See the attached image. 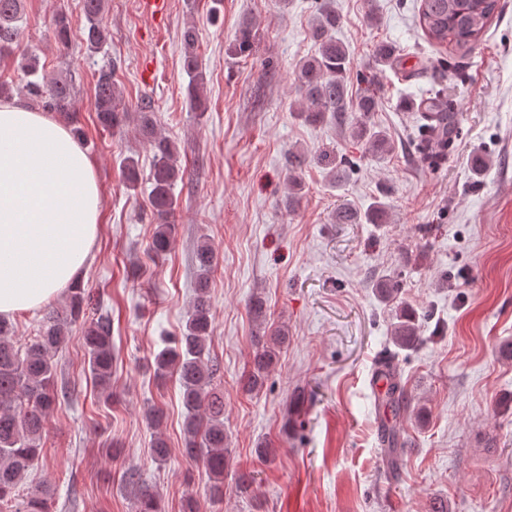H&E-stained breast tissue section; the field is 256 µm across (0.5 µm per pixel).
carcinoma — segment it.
Segmentation results:
<instances>
[{
    "label": "carcinoma",
    "instance_id": "1",
    "mask_svg": "<svg viewBox=\"0 0 512 512\" xmlns=\"http://www.w3.org/2000/svg\"><path fill=\"white\" fill-rule=\"evenodd\" d=\"M22 0H0V50L19 45L20 33L16 26ZM499 10L498 0H420L418 23L428 40L445 50L448 57L442 59L457 77H462V60L468 57ZM105 0H83V12L88 21L83 36L91 49H99L106 40L102 16ZM341 24L340 15L327 3L316 9L311 30L315 43L314 55L301 60L295 71V81L302 106L298 116L310 124L322 123L331 115L338 120L346 113L356 111L359 119L349 127L350 137L364 144L374 155L392 151V143L386 132L370 120L378 102L372 91L359 97L355 106L347 100V84L350 72L349 52L336 37ZM254 25L245 23L240 30L236 52L249 53L253 47ZM183 65L191 77L188 88L190 106L202 109L200 86L203 76L198 72L196 54L197 34L192 26L181 35ZM374 62L381 67L397 68L402 60L396 45L382 42L375 47ZM31 95L43 99V108L69 119L76 111V99L71 83L56 79L47 87L36 81L29 84ZM423 124L419 126L418 150L431 165L439 163L441 153L450 149L454 142V104L440 98V92L423 101ZM94 108L100 126L110 130L124 123L127 112L113 79L112 68L98 72L95 83ZM139 131L149 142L154 165L148 176L150 204L153 214L160 220L150 243L155 254L164 253L171 245L174 225L167 219L176 208L174 187L183 178L184 171L178 165V150L174 142L156 131L154 112L149 106L141 107ZM308 163L302 151L288 154V203L295 201V191L301 189L303 169ZM123 174L128 185L136 187L140 178L138 162L129 156L123 162ZM338 224H385L387 208L381 200L374 201L360 212L348 206L336 212ZM197 277L194 298L185 326L173 344L160 351L154 359L155 373L163 377L169 372L176 374L182 389V401L186 411L182 455L199 462L209 475L210 493L214 498L224 494V470L227 466V436L224 434V393L214 379L221 366L210 356L208 344L213 334L211 318L210 273L218 264V256L212 244L201 240L194 253ZM381 301L389 303L399 291L397 280L382 276L374 283ZM85 290L79 286L70 289L69 305L60 313L49 308L44 316L41 334L24 347L15 345L11 338V325L0 320V508L15 500L18 485L27 472L41 461L39 442L45 429L47 412L59 401L55 390L57 365L55 355L62 350L73 322L83 312ZM249 311L257 323L253 336L254 351L248 368L239 380L247 394L261 391L269 370L278 362L281 350L288 342V332L282 327L267 326L266 303L254 294L248 302ZM417 312L406 306H398L391 324V339L399 349L416 347L421 336ZM89 367L97 383L108 387L112 381V324L107 316H99L86 331ZM389 380L381 406L390 417L383 419L382 460L389 470L399 467L404 440L401 438L397 419L409 409V401L401 371L391 361L381 363ZM124 481L134 488L135 512H161L156 495L141 475L129 470ZM50 491L38 486L15 504L12 512H48Z\"/></svg>",
    "mask_w": 512,
    "mask_h": 512
}]
</instances>
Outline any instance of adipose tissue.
<instances>
[{
  "label": "adipose tissue",
  "instance_id": "adipose-tissue-1",
  "mask_svg": "<svg viewBox=\"0 0 512 512\" xmlns=\"http://www.w3.org/2000/svg\"><path fill=\"white\" fill-rule=\"evenodd\" d=\"M93 164L70 129L0 102V315L35 310L81 275L96 235Z\"/></svg>",
  "mask_w": 512,
  "mask_h": 512
}]
</instances>
